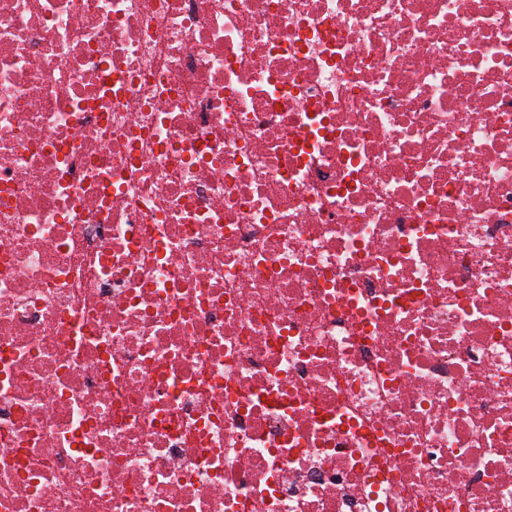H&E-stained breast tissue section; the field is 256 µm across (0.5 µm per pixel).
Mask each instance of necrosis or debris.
I'll return each mask as SVG.
<instances>
[{
    "label": "necrosis or debris",
    "instance_id": "1",
    "mask_svg": "<svg viewBox=\"0 0 512 512\" xmlns=\"http://www.w3.org/2000/svg\"><path fill=\"white\" fill-rule=\"evenodd\" d=\"M0 512H512V0H0Z\"/></svg>",
    "mask_w": 512,
    "mask_h": 512
}]
</instances>
